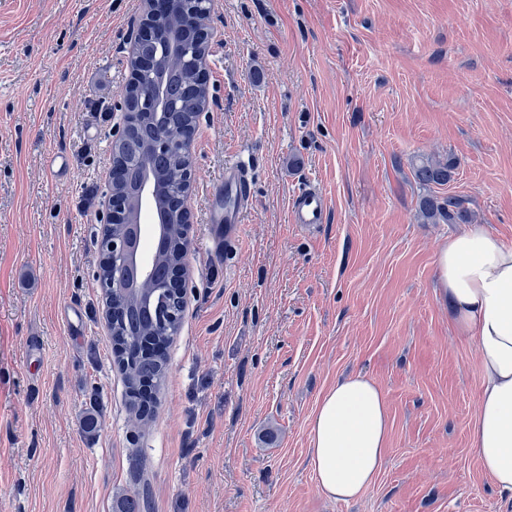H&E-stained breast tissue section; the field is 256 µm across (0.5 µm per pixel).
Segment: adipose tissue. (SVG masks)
<instances>
[{
    "mask_svg": "<svg viewBox=\"0 0 512 512\" xmlns=\"http://www.w3.org/2000/svg\"><path fill=\"white\" fill-rule=\"evenodd\" d=\"M436 286L456 332L473 342L481 393L471 446L498 494L512 498V245L472 226L440 250ZM389 412L380 387L362 374L340 378L309 424V464L328 498L359 499L380 474Z\"/></svg>",
    "mask_w": 512,
    "mask_h": 512,
    "instance_id": "1",
    "label": "adipose tissue"
}]
</instances>
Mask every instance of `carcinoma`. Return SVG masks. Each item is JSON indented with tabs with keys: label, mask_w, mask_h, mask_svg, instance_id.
Here are the masks:
<instances>
[{
	"label": "carcinoma",
	"mask_w": 512,
	"mask_h": 512,
	"mask_svg": "<svg viewBox=\"0 0 512 512\" xmlns=\"http://www.w3.org/2000/svg\"><path fill=\"white\" fill-rule=\"evenodd\" d=\"M164 73L168 81L169 92L178 102V108L159 112L144 124L141 136L163 134L176 138L184 126L196 119L204 104V91L187 75L179 58L165 61ZM139 138L133 137L115 152L126 160L124 170L128 182L136 181L141 173L142 161L139 153ZM184 161L178 154L155 156L150 166L157 178L162 203L169 218V231L164 248L153 261L154 278L150 284H142L138 289L128 293L115 321L111 322L110 331L114 339L137 349L144 342L155 336H161L165 330L155 321L157 294L155 289L161 287L167 277L169 268L181 261V208L182 200L176 190L178 177ZM416 180L423 186H444L452 176V166L445 161H422L414 167ZM419 215L426 224H465L470 219L466 199L450 195L438 198L427 195L419 201ZM167 360L164 353L139 355L133 367V374L126 382L127 395L131 404H137V382L150 380L159 385L165 378Z\"/></svg>",
	"instance_id": "obj_1"
}]
</instances>
